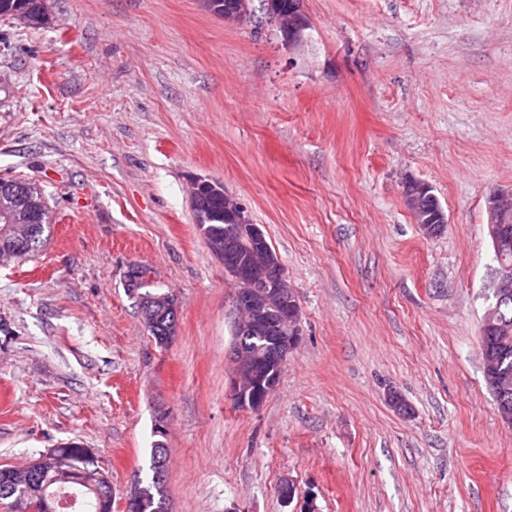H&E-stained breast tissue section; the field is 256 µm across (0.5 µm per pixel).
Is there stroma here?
I'll list each match as a JSON object with an SVG mask.
<instances>
[{"label": "stroma", "instance_id": "obj_1", "mask_svg": "<svg viewBox=\"0 0 512 512\" xmlns=\"http://www.w3.org/2000/svg\"><path fill=\"white\" fill-rule=\"evenodd\" d=\"M303 9L296 41L262 0L241 23L200 0L0 17V176L36 180L51 216L43 248L0 265V466L80 442L122 512L163 416L170 512H512V424L480 346L486 199L512 186V0ZM198 178L247 206L300 307L256 410L232 400L234 286ZM411 179L441 235L407 209ZM133 263L177 299L166 347L126 290ZM430 186L424 182L410 180L404 186V197L406 204L410 203L419 214L420 221L415 219L416 224L428 236H434L435 233H442L448 218L445 210L441 206L435 194L431 193Z\"/></svg>", "mask_w": 512, "mask_h": 512}]
</instances>
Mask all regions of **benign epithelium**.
<instances>
[{"mask_svg":"<svg viewBox=\"0 0 512 512\" xmlns=\"http://www.w3.org/2000/svg\"><path fill=\"white\" fill-rule=\"evenodd\" d=\"M250 0H239L233 8H224V20L244 21L250 15ZM267 16L278 28L293 40L302 35L309 26L308 18L302 9V0H263ZM47 18V0H40L36 9H24L19 19L29 26H39ZM29 187L22 182L0 184V205L13 209L27 197ZM405 201L409 202L420 217V228L428 236L442 233L448 218L430 186L424 182L411 180L404 186ZM512 200V188L496 189L486 200L487 224L489 235L496 238L507 223V211L504 204ZM224 216L227 226L224 228V244L212 243L210 247L224 266L233 267L239 272L240 286L236 289L232 301L234 332L242 335L276 336V352L264 347L245 350L238 348L229 353L233 375V395L242 396L244 407L251 410L260 408L279 383V372L270 375L266 365L271 355L277 356L278 365H283L288 355L300 345L302 330L300 327V308L296 296L288 286L285 268L281 262L261 263L258 257L268 250V242L261 228L254 229L249 244L244 245L238 238L235 224H250L252 220L244 204L224 197ZM36 217L29 218L24 225L11 224L5 243L0 244V264L10 262L22 243L32 244ZM276 288L288 296V304L278 324L272 325L266 319L265 302L269 289ZM512 297V278L505 271L495 273L493 282L494 302L488 307L483 329L496 327L497 306ZM144 322L155 327L161 320H167L166 333L176 329L178 308L169 298L156 297L141 305ZM45 459L32 460L23 470L11 475L13 486L25 488L34 484Z\"/></svg>","mask_w":512,"mask_h":512,"instance_id":"7a95c632","label":"benign epithelium"}]
</instances>
